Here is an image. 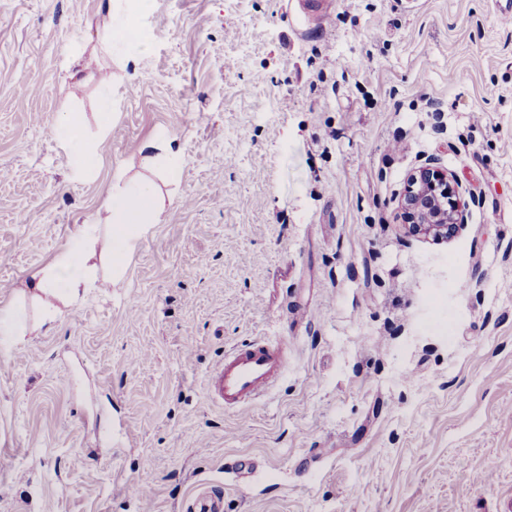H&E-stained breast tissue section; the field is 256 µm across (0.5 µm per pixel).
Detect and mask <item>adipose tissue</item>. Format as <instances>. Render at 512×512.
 I'll list each match as a JSON object with an SVG mask.
<instances>
[{"instance_id": "adipose-tissue-1", "label": "adipose tissue", "mask_w": 512, "mask_h": 512, "mask_svg": "<svg viewBox=\"0 0 512 512\" xmlns=\"http://www.w3.org/2000/svg\"><path fill=\"white\" fill-rule=\"evenodd\" d=\"M56 138L72 157L77 176L90 178L96 174L100 162L96 140L86 138L76 113H64L56 128ZM103 206L112 219L105 235L89 243L84 238H75L50 263L31 272L28 296L40 306L45 322L55 321L62 308L79 303L89 288L108 287L111 277L120 276L139 240L164 211V202L155 186L128 176L122 169L116 171ZM95 257L111 267V277L96 278L90 266Z\"/></svg>"}]
</instances>
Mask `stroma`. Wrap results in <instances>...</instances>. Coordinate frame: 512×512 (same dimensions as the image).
<instances>
[{"instance_id": "35a3bbf8", "label": "stroma", "mask_w": 512, "mask_h": 512, "mask_svg": "<svg viewBox=\"0 0 512 512\" xmlns=\"http://www.w3.org/2000/svg\"><path fill=\"white\" fill-rule=\"evenodd\" d=\"M0 0V512H512V27L495 0ZM115 119L94 178L62 112ZM166 132L177 183L139 148ZM403 151H391L393 141ZM474 198L459 235L398 209L425 160ZM158 183L123 278L40 325L18 299L116 168ZM285 375L225 410V351ZM254 469L238 477L240 458ZM107 41L112 42L113 45L126 44L134 51L139 50L144 45L139 29L129 18H126L119 28L111 26L107 29ZM56 138L72 157L77 176L91 178L96 174L100 162L97 142L86 138L82 120L75 112L64 113L56 128ZM190 512H223V497L215 490L197 494L188 507Z\"/></svg>"}]
</instances>
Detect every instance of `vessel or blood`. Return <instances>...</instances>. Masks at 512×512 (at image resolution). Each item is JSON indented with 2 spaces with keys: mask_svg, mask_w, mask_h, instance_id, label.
<instances>
[{
  "mask_svg": "<svg viewBox=\"0 0 512 512\" xmlns=\"http://www.w3.org/2000/svg\"><path fill=\"white\" fill-rule=\"evenodd\" d=\"M279 348L268 342L236 345L210 374L208 384L225 408H238L260 399L286 372ZM189 512H223V497L215 490L197 494Z\"/></svg>",
  "mask_w": 512,
  "mask_h": 512,
  "instance_id": "vessel-or-blood-1",
  "label": "vessel or blood"
}]
</instances>
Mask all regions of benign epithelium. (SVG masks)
I'll return each mask as SVG.
<instances>
[{
    "label": "benign epithelium",
    "mask_w": 512,
    "mask_h": 512,
    "mask_svg": "<svg viewBox=\"0 0 512 512\" xmlns=\"http://www.w3.org/2000/svg\"><path fill=\"white\" fill-rule=\"evenodd\" d=\"M453 174L429 163L407 176L399 207L411 228L435 240L455 238L467 224V206L460 196L448 195Z\"/></svg>",
    "instance_id": "7a95c632"
}]
</instances>
